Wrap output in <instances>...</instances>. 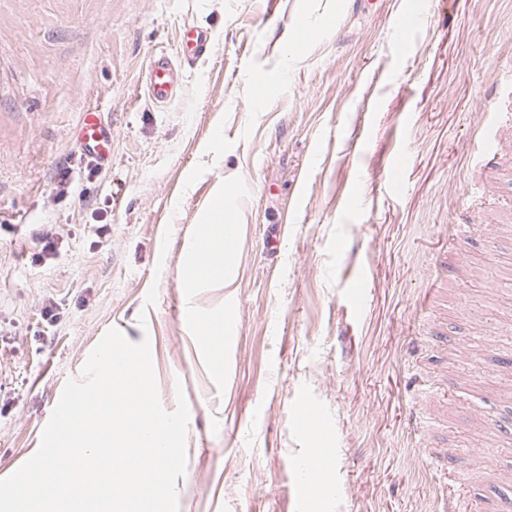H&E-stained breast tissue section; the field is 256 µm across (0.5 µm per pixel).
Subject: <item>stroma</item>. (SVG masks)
I'll use <instances>...</instances> for the list:
<instances>
[{
  "label": "stroma",
  "instance_id": "obj_1",
  "mask_svg": "<svg viewBox=\"0 0 512 512\" xmlns=\"http://www.w3.org/2000/svg\"><path fill=\"white\" fill-rule=\"evenodd\" d=\"M188 25L211 49L153 104L147 63L179 56ZM510 30L512 0H0V478L116 328L149 340L165 410L185 394L180 512H435L430 448L461 451L468 493L447 512H499L512 486L467 450L512 468V128L489 130L488 167L471 139ZM91 106L112 126L93 178L76 140ZM219 184L235 277L191 293L181 246ZM49 225L60 251L36 258ZM227 306L219 376L181 314ZM419 376L446 393L426 434L409 418ZM314 448L332 450L329 478L306 475Z\"/></svg>",
  "mask_w": 512,
  "mask_h": 512
}]
</instances>
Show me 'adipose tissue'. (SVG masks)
<instances>
[{
    "label": "adipose tissue",
    "mask_w": 512,
    "mask_h": 512,
    "mask_svg": "<svg viewBox=\"0 0 512 512\" xmlns=\"http://www.w3.org/2000/svg\"><path fill=\"white\" fill-rule=\"evenodd\" d=\"M230 245L222 223L208 224L202 233L191 237L183 246V255H200L206 262L205 273H198L189 265H182V278L185 288H223L233 278L234 267L225 260L224 253Z\"/></svg>",
    "instance_id": "1"
}]
</instances>
